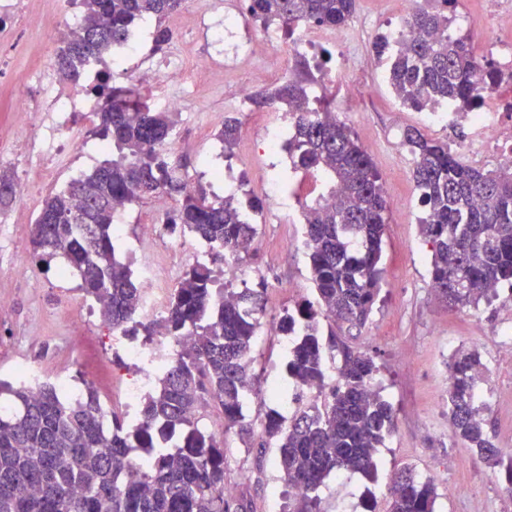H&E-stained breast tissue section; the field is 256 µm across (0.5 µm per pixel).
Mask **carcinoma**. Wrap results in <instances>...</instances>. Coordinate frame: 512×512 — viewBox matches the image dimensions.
<instances>
[{"label": "carcinoma", "mask_w": 512, "mask_h": 512, "mask_svg": "<svg viewBox=\"0 0 512 512\" xmlns=\"http://www.w3.org/2000/svg\"><path fill=\"white\" fill-rule=\"evenodd\" d=\"M182 2L81 0L78 30L55 54L58 75L79 81L89 60L102 61L136 28L177 12ZM355 3L247 0V11L262 28L287 31L308 23L335 29L346 25ZM441 4L432 12L413 9L399 46L383 36L373 50L389 59L388 84L404 107L423 112L450 102L459 112H472L485 91L511 82L512 73L475 57L471 42L450 32L458 0ZM89 93L97 100L96 135L112 148V158L45 199L33 224V254L68 264L111 330L151 343L161 327L168 340L188 334L192 344L143 400L135 428L115 414L105 417L90 384L73 403L51 384L32 392L0 379V398L12 406L0 413V512H241L244 506L224 492V436L202 425L200 410L214 402L224 411V430L252 435L242 407L257 382L249 363L264 293L217 288L214 271L198 263L170 292L162 325L144 322L138 316L142 288L116 256L112 225L117 207L164 195L174 203L167 223L207 242L220 259L238 254L243 240L255 235L254 225L233 195L211 200L180 174L172 149L177 113L153 107L131 87L112 85L105 71ZM249 101L259 110L278 105L288 111L294 169L331 177L325 193L303 203L320 312L286 310L279 329L295 335L287 370L297 386L323 388L327 349L339 351L343 364L330 400L307 402L286 421L268 416L259 442L279 450L288 487L282 512H319L326 477L346 471L373 478L376 452L395 427L392 405L372 389L378 372L373 356L336 339L333 330L323 343L320 328L323 319L358 331L368 323L380 293L389 205L370 153L336 116L310 106L307 81L290 79ZM239 133L238 121L224 122L218 140L225 152ZM403 136L424 207L419 227L432 249V288L453 308L491 301V287L512 284V168H473L448 143L416 127ZM15 197L13 179L0 173V207ZM483 368L475 350L452 357L448 419L454 436L489 465L505 466L512 483V456L504 458L494 446L484 406L476 402ZM132 448L151 452L141 474L129 478ZM388 495L390 512H435L438 493L432 480L405 466Z\"/></svg>", "instance_id": "obj_1"}]
</instances>
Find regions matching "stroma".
<instances>
[{
  "label": "stroma",
  "instance_id": "1",
  "mask_svg": "<svg viewBox=\"0 0 512 512\" xmlns=\"http://www.w3.org/2000/svg\"><path fill=\"white\" fill-rule=\"evenodd\" d=\"M13 14L0 20V50L12 64L0 70V172L11 176L22 198L0 209V296L9 300L0 311V367L17 358L40 363L48 371L68 370L83 382L101 387L133 379L135 371L125 363L121 349L113 345L112 332L98 310L84 313V325L71 320L78 281L61 285L56 266L32 257L31 229L45 198L80 174L92 171L105 160L93 122L77 121L72 144L50 175L32 181L41 164L39 145L33 131L21 127L16 111L21 106L37 109L32 74L37 61L54 60L57 45L49 36L61 16L71 11L70 0H16ZM224 0H186L181 21L162 19L165 28L180 26L191 61L206 55L228 56L233 38L206 43L195 32L197 16L220 10ZM403 8L401 0H357L354 24L343 28V36L330 46L326 69L336 71L335 84L317 87L320 100L330 102L336 117L354 132L362 145H377L372 155L390 204V219L383 236L382 287L373 313L361 331L341 332L351 346L368 351L380 367L377 382L382 396L394 407L395 429L376 455L374 478L343 472L328 478L319 491L322 512H389L387 486L404 466L418 476L444 473L437 486L436 512H512V495L505 493L504 471H493L474 449L458 441L448 421V363L460 350H478L487 372L477 383L480 399L487 406L485 417L493 444L512 448V358L504 357L503 334L512 333V291H499L491 303L478 308L454 309L432 288L429 278L431 251L419 232L424 209L418 201L411 166H400L402 133L406 127L421 128L432 139L447 142L462 152L472 130L465 122L443 127L423 124L419 112L398 110L395 96L377 76L386 71L387 59L376 57L372 45L389 35L390 22ZM250 65L229 67L225 81L203 86L191 104L189 122H178L181 138L175 155L185 163L191 188L221 196L210 172L232 163L239 173L235 190L242 204L261 198L263 179L281 180L288 169L280 156H263L266 129L284 115L283 110L239 111L226 92L227 86L251 81ZM248 124L250 135L239 138L231 158L220 157L217 134L225 119ZM253 251L239 254L240 276L235 289L263 290L266 311L259 319L251 353V367L262 386L285 379L286 354L279 329L282 310L318 308L311 280L308 254L288 248L300 234L298 225L288 223L284 212L264 205L254 217ZM19 261L29 263L28 278L10 275ZM83 332L76 342L75 332ZM238 429L224 436L225 485L234 486V496L248 512H269L284 484L277 467L276 448L247 447ZM249 471L247 483L238 480Z\"/></svg>",
  "mask_w": 512,
  "mask_h": 512
}]
</instances>
